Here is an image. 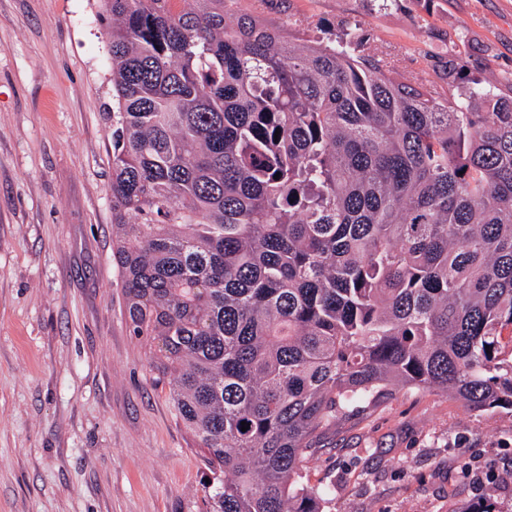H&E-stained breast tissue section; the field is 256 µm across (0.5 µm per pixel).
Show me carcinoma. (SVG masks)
Segmentation results:
<instances>
[{
    "instance_id": "1",
    "label": "carcinoma",
    "mask_w": 512,
    "mask_h": 512,
    "mask_svg": "<svg viewBox=\"0 0 512 512\" xmlns=\"http://www.w3.org/2000/svg\"><path fill=\"white\" fill-rule=\"evenodd\" d=\"M99 2L125 315L203 512H321L303 457L398 387L512 413V100L472 112L232 0Z\"/></svg>"
}]
</instances>
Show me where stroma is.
I'll return each mask as SVG.
<instances>
[{
    "label": "stroma",
    "mask_w": 512,
    "mask_h": 512,
    "mask_svg": "<svg viewBox=\"0 0 512 512\" xmlns=\"http://www.w3.org/2000/svg\"><path fill=\"white\" fill-rule=\"evenodd\" d=\"M300 42L347 27L401 82L512 99V0H234ZM112 75L99 0H0V512H201L202 450L131 336L112 257ZM322 512L512 507V413L400 389L300 465Z\"/></svg>",
    "instance_id": "1"
}]
</instances>
